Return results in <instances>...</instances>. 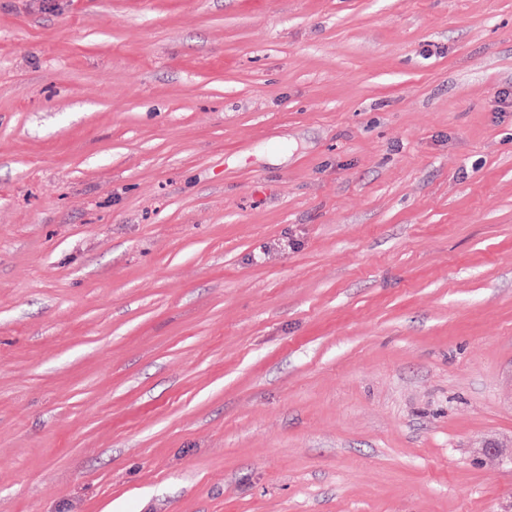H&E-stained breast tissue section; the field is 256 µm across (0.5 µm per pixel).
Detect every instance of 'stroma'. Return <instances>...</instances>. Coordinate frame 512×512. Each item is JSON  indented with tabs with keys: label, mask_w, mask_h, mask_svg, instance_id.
<instances>
[{
	"label": "stroma",
	"mask_w": 512,
	"mask_h": 512,
	"mask_svg": "<svg viewBox=\"0 0 512 512\" xmlns=\"http://www.w3.org/2000/svg\"><path fill=\"white\" fill-rule=\"evenodd\" d=\"M512 0H0V512H512Z\"/></svg>",
	"instance_id": "obj_1"
}]
</instances>
